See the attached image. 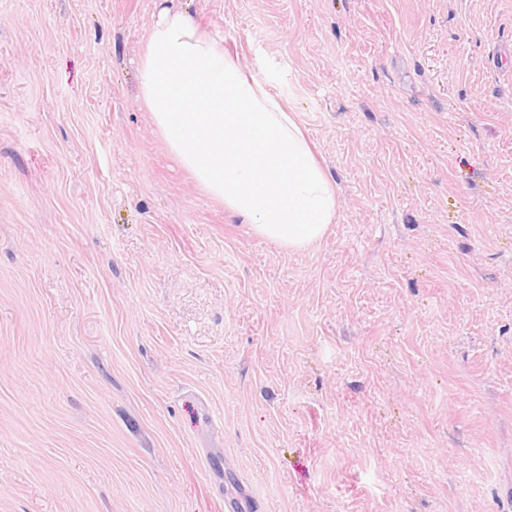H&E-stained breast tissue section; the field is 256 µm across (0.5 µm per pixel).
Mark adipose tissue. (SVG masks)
<instances>
[{"mask_svg":"<svg viewBox=\"0 0 512 512\" xmlns=\"http://www.w3.org/2000/svg\"><path fill=\"white\" fill-rule=\"evenodd\" d=\"M138 79L169 152L257 237L300 250L335 223V184L294 113L221 37L185 13H161Z\"/></svg>","mask_w":512,"mask_h":512,"instance_id":"adipose-tissue-1","label":"adipose tissue"}]
</instances>
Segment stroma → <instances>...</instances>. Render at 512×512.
<instances>
[{
    "instance_id": "1",
    "label": "stroma",
    "mask_w": 512,
    "mask_h": 512,
    "mask_svg": "<svg viewBox=\"0 0 512 512\" xmlns=\"http://www.w3.org/2000/svg\"><path fill=\"white\" fill-rule=\"evenodd\" d=\"M221 33L336 184L289 251L138 94ZM512 0H0V512H512Z\"/></svg>"
}]
</instances>
